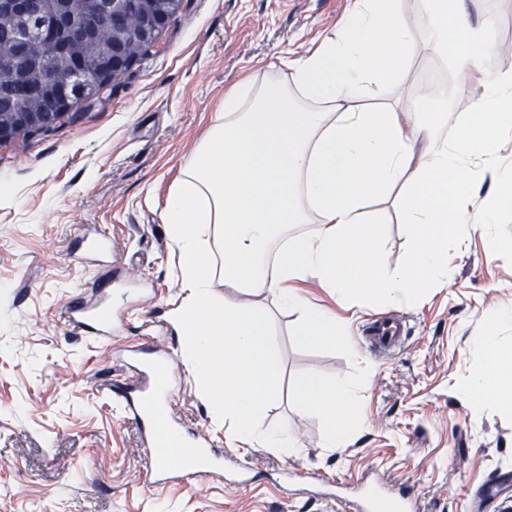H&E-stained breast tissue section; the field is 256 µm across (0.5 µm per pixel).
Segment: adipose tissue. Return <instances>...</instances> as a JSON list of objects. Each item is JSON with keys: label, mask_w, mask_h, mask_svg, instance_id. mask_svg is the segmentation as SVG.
Masks as SVG:
<instances>
[{"label": "adipose tissue", "mask_w": 512, "mask_h": 512, "mask_svg": "<svg viewBox=\"0 0 512 512\" xmlns=\"http://www.w3.org/2000/svg\"><path fill=\"white\" fill-rule=\"evenodd\" d=\"M422 16L430 31L423 46L450 56L458 73L476 68L472 46L499 51L490 22L473 23L465 0H422ZM417 46L398 0H353L338 34L289 61L292 85L243 81L225 93L169 191L162 221L180 246L184 292L170 320L184 365L243 449L289 456L298 446L293 433L263 420L280 375L266 297L297 313L300 342L346 349L349 311L417 301L452 276L448 235L469 211L480 167L512 134V64L485 75L470 117L450 135L455 105L447 98L403 111L365 104L400 80ZM392 194L413 242L397 266L385 261L368 211ZM311 213L313 234L284 237L285 224ZM307 279L330 288L345 316L309 306L298 287ZM482 348L485 365L464 390L512 409V346L490 333ZM295 396L322 417L327 447L360 424L347 379L312 372Z\"/></svg>", "instance_id": "1"}]
</instances>
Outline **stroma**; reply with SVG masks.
<instances>
[{
	"mask_svg": "<svg viewBox=\"0 0 512 512\" xmlns=\"http://www.w3.org/2000/svg\"><path fill=\"white\" fill-rule=\"evenodd\" d=\"M351 0H183L159 42L111 92L53 131L0 143V512H342L284 485L282 470L353 484L378 470L393 486L412 482L421 512H502L512 501V412L476 403L462 387L484 364L481 339L512 344V210L486 231L459 226L449 241L453 276L408 305H372L351 322V350L299 342L294 313L264 304L281 360L280 395L267 421L288 428L298 450L245 451L180 359L169 317L181 301V257L162 222L171 186L236 80L289 83L288 60L339 31ZM472 19L493 16L500 54L484 73L512 62V0H466ZM449 60L410 59L383 97L413 107L456 91ZM384 256L408 261L412 242L399 208L385 202ZM107 235L110 250L92 239ZM118 305L123 321L99 345L61 321L73 299ZM403 316L400 349L383 354L357 333L375 318ZM164 353L178 379L174 411L211 438L254 480L148 485L141 436L109 391L129 382L120 354ZM318 372L357 387L360 428L325 445L319 414L294 396Z\"/></svg>",
	"mask_w": 512,
	"mask_h": 512,
	"instance_id": "stroma-1",
	"label": "stroma"
}]
</instances>
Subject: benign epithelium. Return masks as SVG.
I'll return each instance as SVG.
<instances>
[{
	"instance_id": "7a95c632",
	"label": "benign epithelium",
	"mask_w": 512,
	"mask_h": 512,
	"mask_svg": "<svg viewBox=\"0 0 512 512\" xmlns=\"http://www.w3.org/2000/svg\"><path fill=\"white\" fill-rule=\"evenodd\" d=\"M102 12L112 18V46L102 52L98 63L92 65L84 60L73 63L70 69L47 73L46 82L57 91L56 112H1L0 142L19 135L33 136L54 129L71 115L74 105L91 102L96 98L94 90L79 84L81 71L92 67L104 88L119 81L132 68L136 58L132 55L138 46H152L161 37L170 19L175 16L183 0H95ZM27 13L26 0H0V14L16 18ZM58 19L41 24L39 35H22L17 40V51L21 55L39 56L50 60L54 51V34Z\"/></svg>"
}]
</instances>
